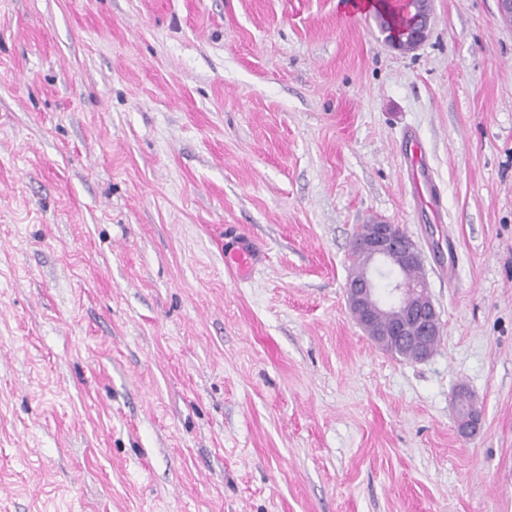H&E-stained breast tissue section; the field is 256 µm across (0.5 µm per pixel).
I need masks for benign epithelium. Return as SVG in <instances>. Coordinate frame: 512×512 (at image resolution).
I'll return each instance as SVG.
<instances>
[{
    "label": "benign epithelium",
    "instance_id": "benign-epithelium-1",
    "mask_svg": "<svg viewBox=\"0 0 512 512\" xmlns=\"http://www.w3.org/2000/svg\"><path fill=\"white\" fill-rule=\"evenodd\" d=\"M429 26V16L420 14L417 23L394 33L388 43L397 48L406 39L418 46L426 40ZM359 246L372 263L350 273L345 284L347 305L357 323L385 341L427 346L429 337L440 333L439 314L427 285H409L402 278L406 267L421 260L417 243L393 224L372 221L361 229ZM380 306L388 308L381 324L372 321Z\"/></svg>",
    "mask_w": 512,
    "mask_h": 512
}]
</instances>
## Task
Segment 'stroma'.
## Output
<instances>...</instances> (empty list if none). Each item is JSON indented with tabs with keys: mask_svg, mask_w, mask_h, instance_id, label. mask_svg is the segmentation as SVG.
I'll use <instances>...</instances> for the list:
<instances>
[{
	"mask_svg": "<svg viewBox=\"0 0 512 512\" xmlns=\"http://www.w3.org/2000/svg\"><path fill=\"white\" fill-rule=\"evenodd\" d=\"M432 2L406 54L336 0H0V512H512V24ZM371 220L426 361L346 303ZM414 160H417L418 169L412 173L411 180L417 190V200L418 203L422 205H426L433 214H435L439 219L442 215V204L440 200V196L437 192H434L432 189V184L430 179L427 177L428 170L422 158L421 151L419 155L415 154L414 150ZM422 177V179L418 176ZM364 224L359 238L360 248L370 256L372 263L351 272L345 284V296L349 309L357 323L372 336L383 341L409 342L422 347L430 340L440 341L441 323L427 284L409 285L402 278V271L421 261L416 242L402 236L394 224L371 221ZM387 269L393 272L388 295L396 298L392 305L377 293L376 278ZM379 306L388 308L386 320L379 324L372 316Z\"/></svg>",
	"mask_w": 512,
	"mask_h": 512,
	"instance_id": "1",
	"label": "stroma"
}]
</instances>
